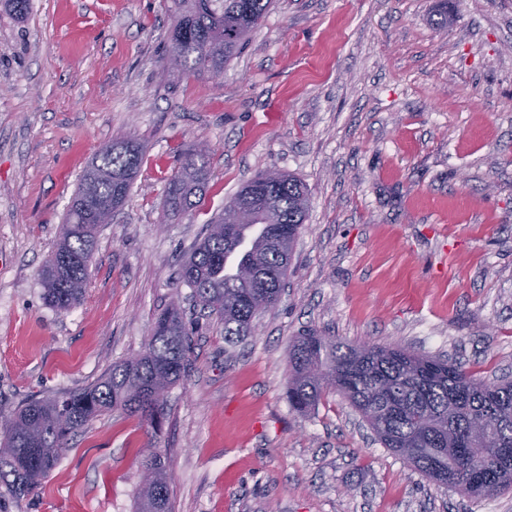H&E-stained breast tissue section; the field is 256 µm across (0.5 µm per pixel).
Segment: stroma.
<instances>
[{
	"instance_id": "1",
	"label": "stroma",
	"mask_w": 512,
	"mask_h": 512,
	"mask_svg": "<svg viewBox=\"0 0 512 512\" xmlns=\"http://www.w3.org/2000/svg\"><path fill=\"white\" fill-rule=\"evenodd\" d=\"M276 0L223 74L168 69L170 0H30L0 11V435L20 405L95 383L141 354L179 305L187 371L149 437L93 419L33 494L0 512H133L142 448L164 450L174 512H512L471 500L384 448L342 397H286L307 330L512 379V0ZM133 136L142 161L98 236L81 302L42 299L83 170ZM207 146L189 214L167 182ZM308 188L278 304L237 345L194 307L183 258L256 173Z\"/></svg>"
}]
</instances>
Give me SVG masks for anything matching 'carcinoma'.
Masks as SVG:
<instances>
[{
  "mask_svg": "<svg viewBox=\"0 0 512 512\" xmlns=\"http://www.w3.org/2000/svg\"><path fill=\"white\" fill-rule=\"evenodd\" d=\"M169 60L198 78L219 76L270 11L273 0H171ZM206 148H195L174 172L166 212L197 206L208 179ZM142 161L131 139L103 147L80 176L59 242L40 270L42 298L56 311L77 305L90 273L97 235L126 201ZM253 190L271 201L250 224L224 234L236 200ZM307 188L291 174H256L224 204L208 234L182 263L181 281L201 309L224 321V341L250 334L252 320L275 305L288 264L273 243L283 230L299 235L307 215ZM190 333L172 305L156 318L147 348L121 361L94 384L34 399L15 413L0 438V497L20 500L37 489L60 462L69 441L94 418L122 410L157 433L167 419L155 388L175 385L186 372ZM288 402L300 413L328 393L345 398L384 447L425 478L479 500L512 488V381L487 382L436 357L394 346H349L315 331L295 339L288 352ZM491 431L471 435L472 420ZM134 512H171V474L164 451L148 448Z\"/></svg>",
  "mask_w": 512,
  "mask_h": 512,
  "instance_id": "obj_1",
  "label": "carcinoma"
}]
</instances>
